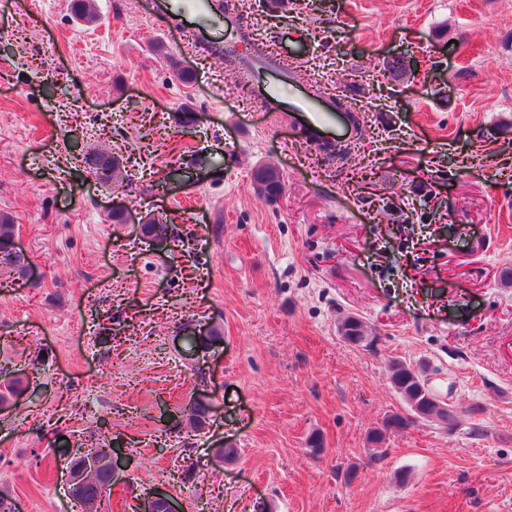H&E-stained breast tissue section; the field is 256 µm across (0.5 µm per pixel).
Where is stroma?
I'll return each mask as SVG.
<instances>
[{
	"label": "stroma",
	"instance_id": "35a3bbf8",
	"mask_svg": "<svg viewBox=\"0 0 512 512\" xmlns=\"http://www.w3.org/2000/svg\"><path fill=\"white\" fill-rule=\"evenodd\" d=\"M178 2L98 0L86 24L73 0H0V214L31 264L0 270V367L35 389L0 412V494L77 512L58 451L103 430L126 469L101 512L158 489L182 512H512V0H248L272 52L292 28L311 43L282 94L315 80L369 111L342 157L196 48L221 13ZM99 145L126 187L72 163ZM118 203L173 240L108 222ZM351 314L373 347L342 339ZM392 358L427 366L458 425L387 433L380 458L371 431L405 409ZM200 393L209 425L169 432ZM253 187L257 195L268 202H274L283 192L279 170L271 165H259L253 171Z\"/></svg>",
	"mask_w": 512,
	"mask_h": 512
}]
</instances>
